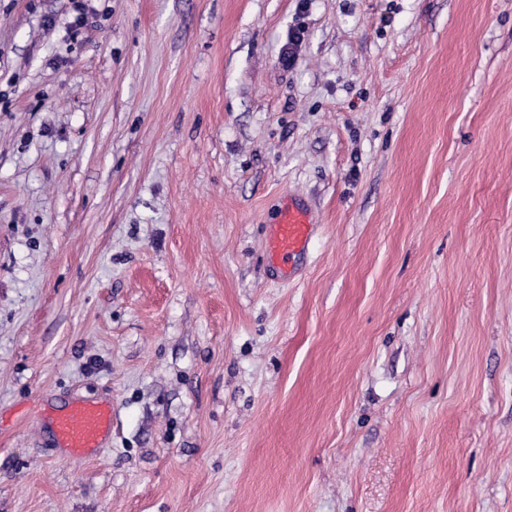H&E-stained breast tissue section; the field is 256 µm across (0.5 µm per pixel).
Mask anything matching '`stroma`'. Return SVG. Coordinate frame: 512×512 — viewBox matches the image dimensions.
I'll list each match as a JSON object with an SVG mask.
<instances>
[{"label":"stroma","mask_w":512,"mask_h":512,"mask_svg":"<svg viewBox=\"0 0 512 512\" xmlns=\"http://www.w3.org/2000/svg\"><path fill=\"white\" fill-rule=\"evenodd\" d=\"M0 512H512V0H0ZM313 225L310 209L296 199H288L280 207L272 224L268 259L284 279L295 275L298 259L307 253ZM51 424L61 448L79 455L98 452L112 432V404L74 402L58 411Z\"/></svg>","instance_id":"1"}]
</instances>
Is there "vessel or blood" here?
Listing matches in <instances>:
<instances>
[{
  "mask_svg": "<svg viewBox=\"0 0 512 512\" xmlns=\"http://www.w3.org/2000/svg\"><path fill=\"white\" fill-rule=\"evenodd\" d=\"M312 229V214L305 204L294 199L282 204L272 226L268 259L283 278L295 275L298 259L307 252ZM52 430L60 446L73 453L100 451L112 431V407L97 402L72 403L53 416Z\"/></svg>",
  "mask_w": 512,
  "mask_h": 512,
  "instance_id": "1",
  "label": "vessel or blood"
}]
</instances>
